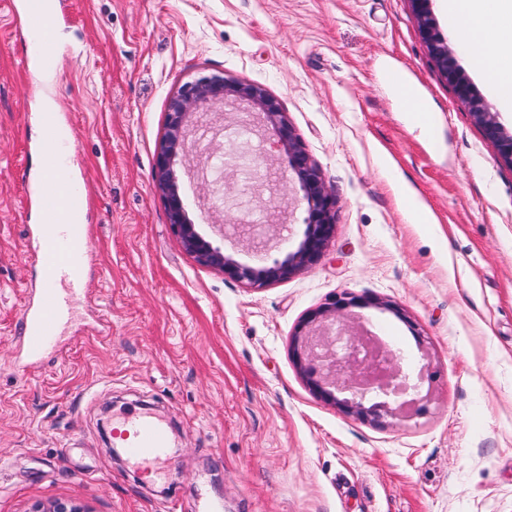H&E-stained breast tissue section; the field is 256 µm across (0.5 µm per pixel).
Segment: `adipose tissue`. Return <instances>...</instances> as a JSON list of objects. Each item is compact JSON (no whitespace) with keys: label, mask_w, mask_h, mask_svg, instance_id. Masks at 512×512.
<instances>
[{"label":"adipose tissue","mask_w":512,"mask_h":512,"mask_svg":"<svg viewBox=\"0 0 512 512\" xmlns=\"http://www.w3.org/2000/svg\"><path fill=\"white\" fill-rule=\"evenodd\" d=\"M459 40L501 111L512 112V0H441Z\"/></svg>","instance_id":"ef3b65f1"}]
</instances>
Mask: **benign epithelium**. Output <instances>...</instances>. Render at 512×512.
Instances as JSON below:
<instances>
[{
    "label": "benign epithelium",
    "instance_id": "7a95c632",
    "mask_svg": "<svg viewBox=\"0 0 512 512\" xmlns=\"http://www.w3.org/2000/svg\"><path fill=\"white\" fill-rule=\"evenodd\" d=\"M433 61L462 100L483 136L496 144L501 156L512 164V133L505 131L462 73L453 53L434 24L430 0H410ZM248 102L260 111L263 126L273 136V147L288 157V176L295 206L304 208L303 238L295 248L261 265L243 264L222 245L207 240L190 219L189 205L181 192V169L190 162L191 133L208 127L204 117L234 102ZM153 182L165 204L173 234L199 264L219 269L229 277L254 288L266 287L309 267L322 256L335 223L336 198L327 188L319 168L307 155L286 113L257 85L227 80L220 75L202 76L184 83L170 99L166 129L156 153ZM355 297L345 293L331 299L303 324V345L295 351L313 391L326 401L360 416H395L399 409L382 402L367 407V396L388 397L408 392L416 375L431 377L428 365L406 368L403 356L366 341L349 320L347 309Z\"/></svg>",
    "mask_w": 512,
    "mask_h": 512
}]
</instances>
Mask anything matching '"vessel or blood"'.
I'll return each mask as SVG.
<instances>
[{"instance_id": "obj_1", "label": "vessel or blood", "mask_w": 512, "mask_h": 512, "mask_svg": "<svg viewBox=\"0 0 512 512\" xmlns=\"http://www.w3.org/2000/svg\"><path fill=\"white\" fill-rule=\"evenodd\" d=\"M64 16L55 0L24 9L23 22L30 36L31 50L24 57L26 67L42 71L56 69L62 55L59 30ZM43 126L42 170L27 186L29 206L38 224L35 247L40 286L33 302L25 306L16 332L27 361H38L64 340L69 328L80 319L86 301L84 265L89 250L90 230L73 215L71 204L81 187L71 175V150L62 143L54 111L41 110ZM112 437L134 464L162 473L172 445L163 422L146 412L121 414Z\"/></svg>"}]
</instances>
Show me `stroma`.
<instances>
[{
    "instance_id": "35a3bbf8",
    "label": "stroma",
    "mask_w": 512,
    "mask_h": 512,
    "mask_svg": "<svg viewBox=\"0 0 512 512\" xmlns=\"http://www.w3.org/2000/svg\"><path fill=\"white\" fill-rule=\"evenodd\" d=\"M60 72L25 70L29 39L0 0V512H512V166L430 60L410 0H68ZM395 70L436 116L413 125L379 76ZM262 87L336 197L321 258L251 289L200 265L152 181L169 99L202 75ZM61 114L72 174L95 205L86 316L25 364L15 333L38 285L18 169L39 173L36 114ZM249 106L227 108L200 162L225 198L181 190L201 234L224 207L298 241L288 160ZM245 146L248 166L226 162ZM411 187L435 216L411 223ZM426 358L425 409L352 417L316 397L293 358L301 321L335 296ZM388 309L374 307V300ZM134 408L176 438L159 476L114 458Z\"/></svg>"
}]
</instances>
